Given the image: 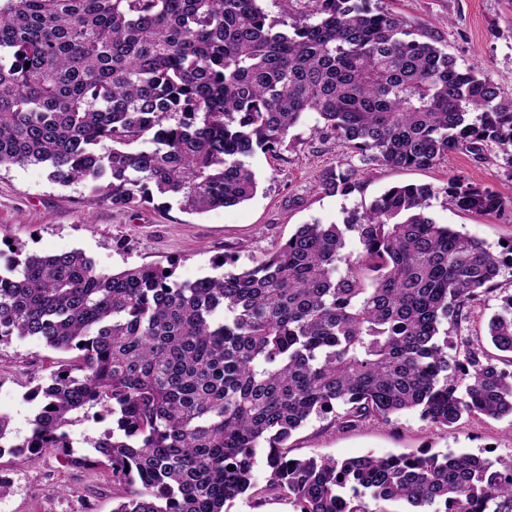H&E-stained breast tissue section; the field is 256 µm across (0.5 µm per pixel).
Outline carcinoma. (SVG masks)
Wrapping results in <instances>:
<instances>
[{"instance_id": "carcinoma-1", "label": "carcinoma", "mask_w": 512, "mask_h": 512, "mask_svg": "<svg viewBox=\"0 0 512 512\" xmlns=\"http://www.w3.org/2000/svg\"><path fill=\"white\" fill-rule=\"evenodd\" d=\"M276 30L260 0H0V168L45 165L115 207L162 196L189 214L250 200L244 158L275 155L305 114L366 162L429 168L496 144L512 160V99L370 0H308ZM351 166L323 175L347 195ZM448 201L496 216L512 199L459 177ZM397 185L339 224H303L255 266L180 282L149 265L107 273L83 251L0 248V343L31 336L75 356L29 393L30 436L0 454L54 452L112 478V512H229L239 497L294 512H512V461L470 453L291 455L311 418L349 430L406 411L448 428L512 416V370L449 329L468 322L504 259ZM360 250L344 253L345 233ZM489 336L512 354V296ZM111 419L73 455L69 426ZM263 455L269 476L256 489Z\"/></svg>"}]
</instances>
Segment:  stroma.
Wrapping results in <instances>:
<instances>
[{
  "mask_svg": "<svg viewBox=\"0 0 512 512\" xmlns=\"http://www.w3.org/2000/svg\"><path fill=\"white\" fill-rule=\"evenodd\" d=\"M373 5L436 40L460 65L484 72L503 97L512 98V0H373ZM317 122L316 114H307L280 153L248 157L258 179L252 199L202 214L159 201L115 208L90 200L84 184L54 183L44 167L1 169L0 238L38 254L79 249L111 273L152 265L173 269L178 280L194 281L210 275L213 261L222 255H232L236 268L252 267L300 225L343 223L388 188L415 184L432 187L429 213L437 223L467 232L497 255L512 245V211L479 216L451 205L443 192L449 177L460 175L512 198V164L498 146H486L478 157L452 153L426 169L391 168L362 161L342 140L312 137ZM340 164L358 169V184L346 195L326 194L321 177ZM511 295L512 266L506 265L496 287L476 302L469 322L449 337L448 355H455L461 336L492 351L488 322L503 313ZM65 359L33 337L0 344V413L11 420L13 442L31 433L37 405L27 400L28 391ZM290 444L294 455L337 460L453 451L500 461L512 459V419L466 415L444 430L412 411L341 430L327 416L311 419ZM0 477L9 486L0 496V512H112L106 471L66 464L53 453L32 463L1 455Z\"/></svg>",
  "mask_w": 512,
  "mask_h": 512,
  "instance_id": "obj_1",
  "label": "stroma"
}]
</instances>
